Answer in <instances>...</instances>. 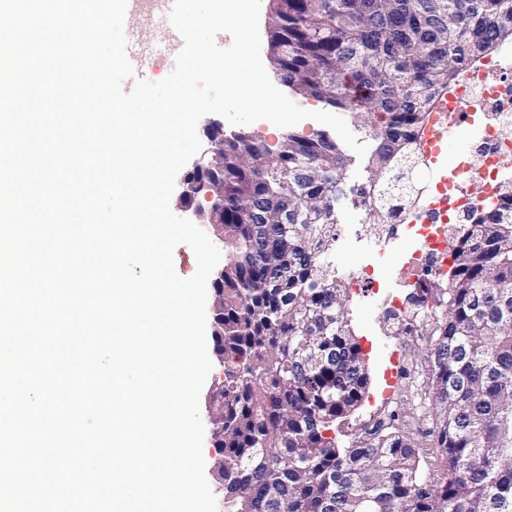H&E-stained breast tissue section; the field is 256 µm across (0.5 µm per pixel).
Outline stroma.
Segmentation results:
<instances>
[{
  "mask_svg": "<svg viewBox=\"0 0 512 512\" xmlns=\"http://www.w3.org/2000/svg\"><path fill=\"white\" fill-rule=\"evenodd\" d=\"M338 234L337 267L375 264L380 282L379 288L372 291L355 288L350 291V317L368 363L370 387L363 404L348 418L343 431L360 436L376 421L394 418L396 427L415 446L423 474L436 476L440 471V455L433 434L434 416L425 394L428 339L421 335L393 336L383 324L388 297L405 294L398 282L399 258L410 252L413 242L401 234L387 241L378 238L366 224L363 212L352 209L342 212ZM396 356L405 366L399 374L392 366Z\"/></svg>",
  "mask_w": 512,
  "mask_h": 512,
  "instance_id": "obj_1",
  "label": "stroma"
}]
</instances>
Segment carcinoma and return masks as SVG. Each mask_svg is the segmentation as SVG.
<instances>
[{
  "mask_svg": "<svg viewBox=\"0 0 512 512\" xmlns=\"http://www.w3.org/2000/svg\"><path fill=\"white\" fill-rule=\"evenodd\" d=\"M269 48L288 89L349 114L372 141L367 181L330 137L274 146L216 130L225 260L209 399L224 512H512V181L467 213L439 282L409 297L431 336L427 395L442 471H419L395 416L341 444L370 385L336 268L343 200L385 232L412 217L429 113L512 42V0H275Z\"/></svg>",
  "mask_w": 512,
  "mask_h": 512,
  "instance_id": "1",
  "label": "carcinoma"
}]
</instances>
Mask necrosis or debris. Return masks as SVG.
Here are the masks:
<instances>
[{
  "mask_svg": "<svg viewBox=\"0 0 512 512\" xmlns=\"http://www.w3.org/2000/svg\"><path fill=\"white\" fill-rule=\"evenodd\" d=\"M512 70V61L500 58L484 63L480 72L466 76L443 99L447 112H462L480 143L477 162H462L447 182H434L432 194L447 193V210L435 211L427 224H417L401 217H391V234L409 233L416 241L406 263L413 268H444L448 264V238L453 226L471 208L495 204L499 185L508 162L512 161V133L506 126L512 121V80H502V73ZM477 182L476 196L459 192L463 182Z\"/></svg>",
  "mask_w": 512,
  "mask_h": 512,
  "instance_id": "necrosis-or-debris-1",
  "label": "necrosis or debris"
}]
</instances>
